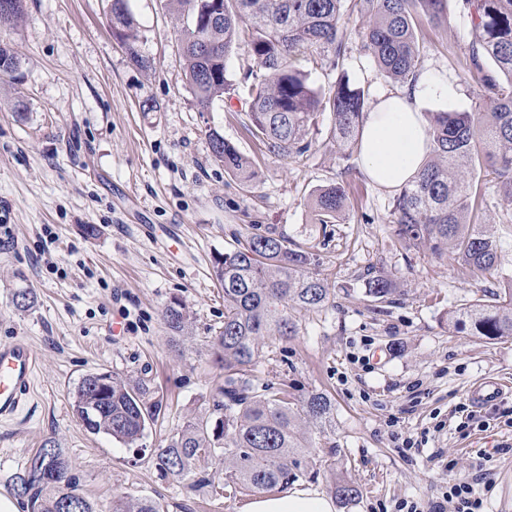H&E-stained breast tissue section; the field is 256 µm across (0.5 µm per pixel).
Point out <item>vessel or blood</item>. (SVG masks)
<instances>
[{
	"mask_svg": "<svg viewBox=\"0 0 512 512\" xmlns=\"http://www.w3.org/2000/svg\"><path fill=\"white\" fill-rule=\"evenodd\" d=\"M42 362L39 351L26 339L0 343V418L17 414L29 397L34 376ZM505 384L495 377L484 378L469 389V400L477 408L494 405L504 396Z\"/></svg>",
	"mask_w": 512,
	"mask_h": 512,
	"instance_id": "1",
	"label": "vessel or blood"
}]
</instances>
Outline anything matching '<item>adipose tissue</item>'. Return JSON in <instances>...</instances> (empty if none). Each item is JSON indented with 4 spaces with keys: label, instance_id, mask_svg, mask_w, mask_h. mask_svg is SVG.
Listing matches in <instances>:
<instances>
[{
    "label": "adipose tissue",
    "instance_id": "ef3b65f1",
    "mask_svg": "<svg viewBox=\"0 0 512 512\" xmlns=\"http://www.w3.org/2000/svg\"><path fill=\"white\" fill-rule=\"evenodd\" d=\"M427 120L407 93L381 96L366 115L359 164L364 174L386 189H397L424 167L428 154ZM243 512H336L334 500L299 485L256 497Z\"/></svg>",
    "mask_w": 512,
    "mask_h": 512
}]
</instances>
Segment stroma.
<instances>
[{"mask_svg":"<svg viewBox=\"0 0 512 512\" xmlns=\"http://www.w3.org/2000/svg\"><path fill=\"white\" fill-rule=\"evenodd\" d=\"M25 15L7 41L20 58L18 78L0 81V215L11 228L0 243V343L22 336L42 364L22 411L0 420V496L7 481L49 437L73 462L79 488L99 512L121 496L160 501L166 512H241L249 493L221 500L188 482L160 478L150 451L184 422L204 416L220 372L211 341L224 322V291L214 262L255 234L275 233L308 251L312 272L328 279L323 307L303 313L297 336L264 345L257 379L295 395L318 390L334 404L335 426L318 451L322 474L299 484L329 492V468L360 491L337 512H430L462 479L483 512H512V395L464 422L469 386L495 375L512 382V340L485 343L448 329V311L497 288L452 257L432 256L394 234L396 190L372 183L357 154L339 151L324 113L303 158L267 154L247 131L245 47L227 61L223 99L198 111L178 54V28L164 0H128L136 20L134 63L112 36L110 0H24ZM421 71L449 83L448 95L421 93L422 112L467 110L479 87L473 36L461 0H444L440 19L417 12ZM344 70L302 54L295 61L316 87L340 76L367 88L366 110L380 78L356 30L345 36ZM217 131L256 163L253 186L217 164ZM342 184L348 208L317 223L315 191ZM501 243V268L512 274V204L482 183ZM167 227L188 245L166 256L145 225ZM98 230L84 233L85 226ZM56 240L45 244L46 233ZM383 274L398 288L392 302L366 294ZM30 288L35 307L17 311L15 289ZM174 298L192 323L177 337L162 319ZM108 369L151 382L163 401L138 446L87 433L71 394L83 376Z\"/></svg>","mask_w":512,"mask_h":512,"instance_id":"stroma-1","label":"stroma"}]
</instances>
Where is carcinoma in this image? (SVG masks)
Returning a JSON list of instances; mask_svg holds the SVG:
<instances>
[{
    "instance_id": "carcinoma-1",
    "label": "carcinoma",
    "mask_w": 512,
    "mask_h": 512,
    "mask_svg": "<svg viewBox=\"0 0 512 512\" xmlns=\"http://www.w3.org/2000/svg\"><path fill=\"white\" fill-rule=\"evenodd\" d=\"M436 19L443 0H355L362 20V49L374 58L380 76L412 88L420 75L415 2ZM10 15L0 19V35L16 27L23 0H8ZM346 0H224V16L213 21L199 13V0H166L180 24L179 54L187 85L196 105L207 109L224 98L228 86L226 61L237 45L247 47L256 68L251 81L248 131L267 153L299 158L311 147L308 135L320 117L332 113L331 138L338 148L353 152L360 145L365 89L340 78L324 93L316 88L294 59L303 53L344 64ZM470 16L476 47L472 65L482 87L470 111H440L429 116L430 160L415 180L402 187L393 202L397 238L420 243L432 255L450 254L471 273L492 275L500 267V240L487 224L469 221L476 202L473 171L478 167L492 179L503 200L512 203V0H463ZM112 34L136 63V21L127 0H112ZM19 57L0 43V75L19 70ZM214 161L249 184L255 162L241 154L220 134L209 135ZM313 210L321 224L341 216L347 206L346 189L332 184L313 196ZM309 253L288 245L282 236L257 235L246 245L224 252L215 260L216 276L224 289V323L212 340L214 363L224 369L212 409L182 426L168 443L154 450L152 464L163 478L204 485L211 495L262 492L284 486L314 463L317 442L334 425L330 398L311 392L297 398L285 388L258 384L254 367L261 340L287 339L297 334L301 313L328 302L331 291L323 278L309 271ZM385 275L371 279L367 295L384 302L396 293ZM32 291L18 288L14 307L25 312L35 305ZM168 328L180 334L190 324L186 304L175 299L163 312ZM452 332L489 341L512 338V278L485 297L448 311ZM71 406L85 429L130 445L141 439L147 424L162 411V400L150 382L113 371H97L82 378L72 393ZM98 412L91 423L84 414ZM57 449L56 468L39 462L42 449ZM224 465L223 482L197 477L200 463ZM59 472L54 477L53 472ZM78 484L70 457L48 438L9 481L18 495L23 488L29 512H62V479ZM331 488L348 506L359 496L357 487L333 474ZM112 512H164L152 499L123 497Z\"/></svg>"
}]
</instances>
